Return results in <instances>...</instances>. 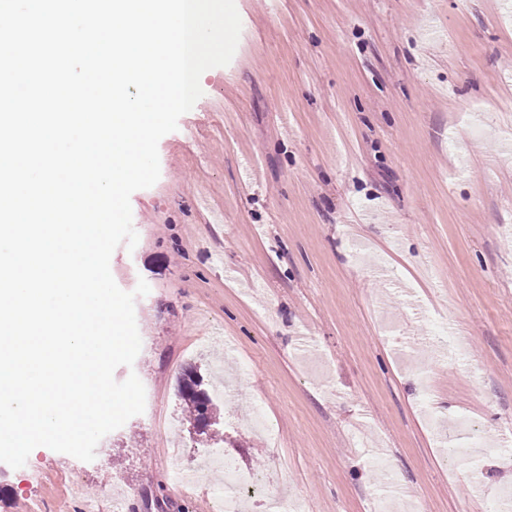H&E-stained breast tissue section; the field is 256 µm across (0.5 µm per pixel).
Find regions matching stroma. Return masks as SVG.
<instances>
[{
    "label": "stroma",
    "mask_w": 512,
    "mask_h": 512,
    "mask_svg": "<svg viewBox=\"0 0 512 512\" xmlns=\"http://www.w3.org/2000/svg\"><path fill=\"white\" fill-rule=\"evenodd\" d=\"M229 65L158 143L130 199L145 410L93 469L49 448L0 463V512H212L223 469H195L177 395L196 365L224 459L265 494L242 512H489L512 491V8L505 0H235ZM453 335L462 349L446 351ZM258 408L266 425L254 427ZM497 446L478 460L451 443ZM391 463L383 472L370 455Z\"/></svg>",
    "instance_id": "stroma-1"
}]
</instances>
